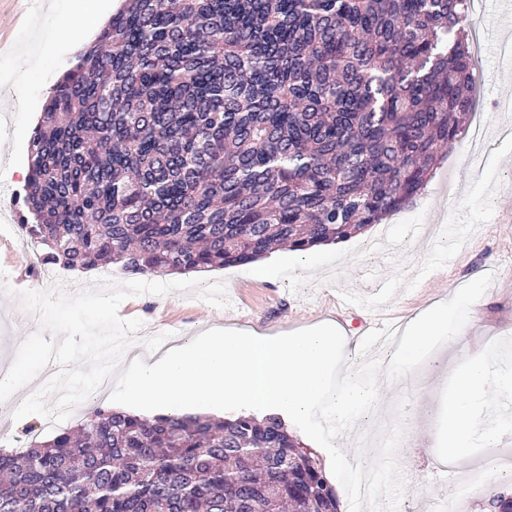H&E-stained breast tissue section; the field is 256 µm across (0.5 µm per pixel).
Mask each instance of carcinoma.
I'll return each mask as SVG.
<instances>
[{"mask_svg": "<svg viewBox=\"0 0 512 512\" xmlns=\"http://www.w3.org/2000/svg\"><path fill=\"white\" fill-rule=\"evenodd\" d=\"M467 0H124L52 86L21 234L42 267L241 266L402 210L474 115ZM489 512H512L494 488ZM0 512H338L276 415L94 409L0 452Z\"/></svg>", "mask_w": 512, "mask_h": 512, "instance_id": "carcinoma-1", "label": "carcinoma"}]
</instances>
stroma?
<instances>
[{
    "instance_id": "obj_1",
    "label": "stroma",
    "mask_w": 512,
    "mask_h": 512,
    "mask_svg": "<svg viewBox=\"0 0 512 512\" xmlns=\"http://www.w3.org/2000/svg\"><path fill=\"white\" fill-rule=\"evenodd\" d=\"M29 17L23 0H0V38L11 49L26 41ZM495 17L494 9L484 8L469 20L471 29L496 31L477 57L485 75L486 137L480 157H472L459 139L443 147L432 179L409 206L341 246L307 252L280 249L260 271L248 264L207 271V278L223 282L232 299L227 307L216 308L177 292L132 296L119 307L121 318L140 319L155 333L170 332L178 340L208 325L274 334L324 320L341 322L354 337L359 320L409 321L429 305L450 299L465 284L492 275L464 335L445 347L441 361L423 364L412 373L399 396L380 394L373 414L359 423L369 430L404 428L396 461L406 488L398 512H428L427 494L453 495L467 473L480 468L491 453L502 459L498 471L487 474L481 492L460 501L457 512H482L484 489L512 486V440L492 450L480 449L478 457L463 461L445 476L434 469L425 447L451 368L497 350L501 337H512V143L501 139L502 131L512 128V108L497 106L498 101L512 100V56L503 52L512 44V29H496ZM11 49L0 54V88H11L10 94L0 92L3 169L28 165L30 141L46 99L37 86L54 83L76 60L75 53L51 43L43 50L42 71L26 74ZM22 187V182L0 179V284L17 290L54 285L75 293L94 287L99 279L129 281V274L116 266L88 273L65 270L52 282L31 276L32 248H18L9 233L23 212L18 200ZM381 236L388 248L378 253L372 243ZM38 327L17 298L0 291V365L11 364L19 345ZM19 403L16 397L0 402V438L14 451L56 431L41 415L12 421L9 414Z\"/></svg>"
}]
</instances>
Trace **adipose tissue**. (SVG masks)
Masks as SVG:
<instances>
[{"instance_id":"obj_1","label":"adipose tissue","mask_w":512,"mask_h":512,"mask_svg":"<svg viewBox=\"0 0 512 512\" xmlns=\"http://www.w3.org/2000/svg\"><path fill=\"white\" fill-rule=\"evenodd\" d=\"M489 388L511 396L512 367H491L485 355L455 373L450 396L442 402L440 425L430 440L436 465H449L467 456L469 449L492 447L512 438V415L491 412L485 399Z\"/></svg>"}]
</instances>
